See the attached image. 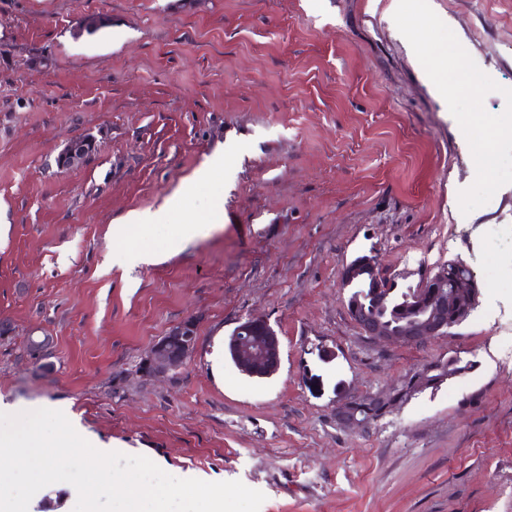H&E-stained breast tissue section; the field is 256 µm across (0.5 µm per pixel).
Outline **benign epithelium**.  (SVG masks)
Returning <instances> with one entry per match:
<instances>
[{
	"mask_svg": "<svg viewBox=\"0 0 512 512\" xmlns=\"http://www.w3.org/2000/svg\"><path fill=\"white\" fill-rule=\"evenodd\" d=\"M95 139L82 138L70 142L58 156L57 163L62 169L80 164L93 155ZM462 262L451 266H440L423 274L416 285V294L406 304L411 317L399 328L393 329L382 319L367 313L361 300L347 303L351 319L361 332L371 339L398 344L421 343L426 339L446 336L448 332L467 320L478 300L476 283L464 270ZM358 275L375 288L382 287L387 277L377 258L372 257L351 268L344 266L342 275ZM267 325L261 318L248 317L237 329L248 335L241 349L247 357L260 362L280 364V344L273 331L262 336L256 329ZM198 343L195 323L187 319L156 341L145 357V372L150 376H164L181 369L192 356ZM428 371H417L406 378L408 386L399 392V398L408 399L427 387ZM391 391L382 390L366 396L345 395L336 402V418L359 427H364L371 419L364 417L361 410L369 407L385 415L392 406Z\"/></svg>",
	"mask_w": 512,
	"mask_h": 512,
	"instance_id": "benign-epithelium-1",
	"label": "benign epithelium"
}]
</instances>
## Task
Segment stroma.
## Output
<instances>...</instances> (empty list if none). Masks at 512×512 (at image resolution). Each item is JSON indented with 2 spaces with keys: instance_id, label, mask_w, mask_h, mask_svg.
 <instances>
[{
  "instance_id": "1",
  "label": "stroma",
  "mask_w": 512,
  "mask_h": 512,
  "mask_svg": "<svg viewBox=\"0 0 512 512\" xmlns=\"http://www.w3.org/2000/svg\"><path fill=\"white\" fill-rule=\"evenodd\" d=\"M430 2L495 75L484 107L501 114L512 0ZM390 3L0 0V401L69 409L177 478L241 481L260 512H512V184L461 223L470 147ZM98 14L108 26L77 35ZM87 134L94 158L59 170ZM180 194L114 243L131 211ZM361 255L401 285L462 261L478 303L448 335L374 341L341 280ZM250 316L279 339L267 378L224 353ZM188 318L189 362L141 375ZM451 355L470 370L366 427L337 420L340 396Z\"/></svg>"
}]
</instances>
